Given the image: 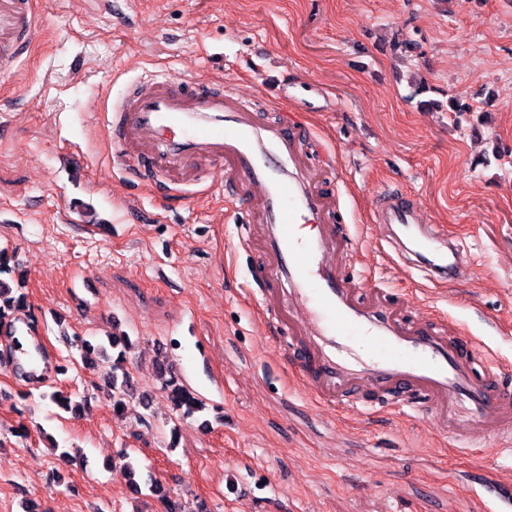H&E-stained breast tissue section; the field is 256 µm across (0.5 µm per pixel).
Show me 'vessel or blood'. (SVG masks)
Segmentation results:
<instances>
[{
	"mask_svg": "<svg viewBox=\"0 0 512 512\" xmlns=\"http://www.w3.org/2000/svg\"><path fill=\"white\" fill-rule=\"evenodd\" d=\"M37 28L28 0H0V66L15 63L19 45ZM111 133L113 145L136 152L154 178L189 158L205 166L228 163L209 191L240 195L261 226L267 280L275 286L268 301L289 314V327L313 365L295 376L306 393L322 404L353 408L355 391L387 392L397 395L398 407L430 418L437 409L460 406L473 433L512 453V387L504 385L501 367L476 371L467 336L406 326L380 302L360 303L356 283L338 275L336 230L324 221L328 195L302 159L297 127L261 119L251 97L236 89L178 83L160 72L142 82ZM372 222L397 255L416 257L435 283L468 281L477 273L448 234L428 223L423 204L402 189L378 191ZM305 224L315 225L313 238L300 236ZM9 331L15 361L31 358L26 319ZM477 481L494 500H512L511 482L482 474Z\"/></svg>",
	"mask_w": 512,
	"mask_h": 512,
	"instance_id": "vessel-or-blood-1",
	"label": "vessel or blood"
}]
</instances>
